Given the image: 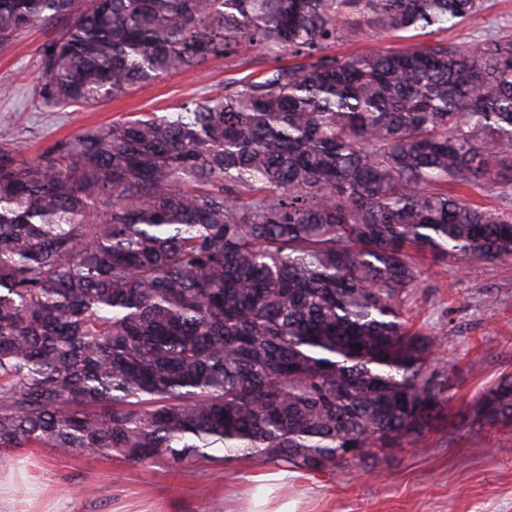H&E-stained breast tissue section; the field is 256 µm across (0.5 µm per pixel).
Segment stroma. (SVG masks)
<instances>
[{"label":"stroma","instance_id":"35a3bbf8","mask_svg":"<svg viewBox=\"0 0 512 512\" xmlns=\"http://www.w3.org/2000/svg\"><path fill=\"white\" fill-rule=\"evenodd\" d=\"M512 33V0H484L472 20L423 36L426 44L465 43L477 48ZM52 31L36 26L0 45V145L20 159L125 113H164L225 79L245 78L294 59L253 49L222 63L207 62L173 73L100 104L54 111L31 100L41 78L38 49ZM404 38L374 29L344 33L332 47L342 56L398 50ZM419 286L407 302L422 333L444 337L439 362H451L445 412L448 423L426 435L427 451L405 446L369 452L357 464L317 473H295L271 482L275 470L249 459L200 466L194 473L121 457L18 448L0 463V498L13 512H255L267 498L269 512H512V425L476 421L481 394L512 375V261L423 262Z\"/></svg>","mask_w":512,"mask_h":512}]
</instances>
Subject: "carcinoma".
Here are the masks:
<instances>
[{
    "instance_id": "cac0c4a2",
    "label": "carcinoma",
    "mask_w": 512,
    "mask_h": 512,
    "mask_svg": "<svg viewBox=\"0 0 512 512\" xmlns=\"http://www.w3.org/2000/svg\"><path fill=\"white\" fill-rule=\"evenodd\" d=\"M481 0H0V45L59 24L32 96L125 95L246 48L316 57L27 161L0 146V460L239 453L320 472L426 448L450 364L411 329L417 260H512V36L338 57L343 32L448 29ZM474 415L512 425V376ZM224 451L218 456L216 452ZM468 196L475 202L488 208L512 213V186L495 183H481L466 186Z\"/></svg>"
}]
</instances>
